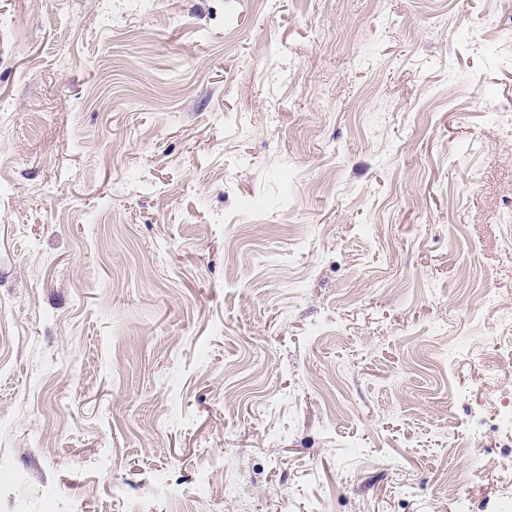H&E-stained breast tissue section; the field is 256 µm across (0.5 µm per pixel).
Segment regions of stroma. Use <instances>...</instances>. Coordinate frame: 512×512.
<instances>
[{
  "mask_svg": "<svg viewBox=\"0 0 512 512\" xmlns=\"http://www.w3.org/2000/svg\"><path fill=\"white\" fill-rule=\"evenodd\" d=\"M500 15L0 0V512H512Z\"/></svg>",
  "mask_w": 512,
  "mask_h": 512,
  "instance_id": "35a3bbf8",
  "label": "stroma"
}]
</instances>
